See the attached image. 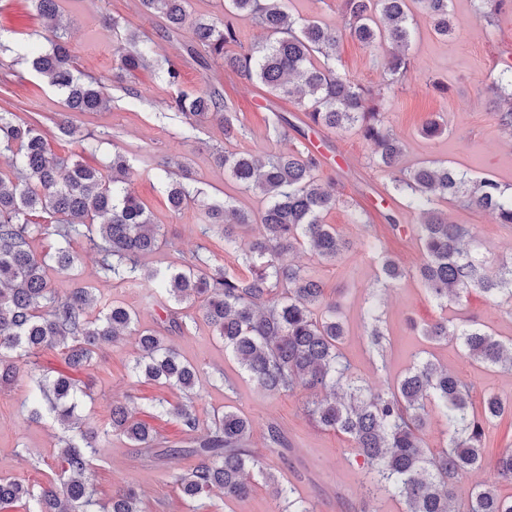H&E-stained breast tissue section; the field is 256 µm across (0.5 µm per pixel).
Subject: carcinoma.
Instances as JSON below:
<instances>
[{"label":"carcinoma","mask_w":512,"mask_h":512,"mask_svg":"<svg viewBox=\"0 0 512 512\" xmlns=\"http://www.w3.org/2000/svg\"><path fill=\"white\" fill-rule=\"evenodd\" d=\"M39 16L51 21L48 47L31 46L21 58L49 79L71 112H99L108 107L103 83L83 82L75 74L74 56L66 32L57 24L58 0H31ZM291 0H224V18L189 23V0H139L143 11L166 22L169 38L191 25L195 42L224 67L264 85L274 95L293 98L308 126L336 132L355 131L373 146V163L391 175L392 188L420 212L413 232L423 251L415 275L441 306L458 304L479 291L495 304L512 301V268L492 270L475 250L463 224H450L436 208L441 199L487 212L497 224H512V192L491 177L472 180L444 163L427 161L402 167L404 145L393 135L381 91L357 84L339 67L342 33L319 20H298L289 11ZM409 0H338L348 18V35L367 47L387 53L386 68L393 80L411 68L412 17ZM440 36L451 31L449 0H417ZM249 17L266 33L264 40L236 51L235 21ZM120 57L115 78L150 65L154 47L135 32L117 40ZM168 108L195 123L218 121L225 143L235 139L242 122L232 111L224 90L206 83L195 95L179 94ZM0 150L8 153L0 168V387L14 382L22 368L36 365L45 348H58L72 368L93 365L99 345L116 346L136 335L137 356L130 373L186 395L193 392L198 368L166 343L165 332L181 329L182 307L196 308L214 335L224 343L250 380L263 392L304 390L315 394L307 413L326 429L349 437L374 482L400 498L405 512H460L454 500L456 480L485 467L494 480L477 484L465 512H512V496L499 492L512 484V448L489 459L486 429L512 412V401L496 394L484 399L483 411H472L470 385L460 377L420 358L395 384L378 392L357 384L341 351L346 330L337 302L326 297L322 284L300 265L283 256L308 251L333 262L348 249L336 228L324 221L336 207V192L319 183V158L303 150L275 154L241 153L228 147L215 160L241 188L264 201L257 212L230 202L205 204L202 233L218 231L224 249L240 254L251 276L241 278L194 255L181 266L142 269L140 258L171 245L163 225L153 223L130 187V164L119 153L102 170L82 161L60 157L48 147L36 122H19L0 110ZM166 178L170 208L179 211L198 200L199 190L184 182V165L172 160L156 163ZM47 215L44 223L32 214ZM253 231L240 241L239 230ZM57 237L51 252L38 253L32 242ZM85 238L101 255L106 276L133 282L165 310V327L140 329L137 313L114 299L103 301L98 289L78 280L80 255L70 248ZM385 286L405 276V270L385 251L377 254ZM66 272L75 287L61 297L52 288L54 273ZM102 305L99 315L88 310ZM432 342L452 341L463 355L489 368L512 371V338L503 339L473 325L439 319L421 328ZM371 348L382 351L385 333L377 317L367 328ZM87 397L81 382L62 374L43 377L27 404L31 419L52 416L62 430L57 458L60 486L25 484L0 476V509L24 506L28 512H88L93 505L90 462L100 437L114 432L130 446L155 457H197L193 466L169 473L182 498L195 504L193 512L220 495L226 500L249 496L250 472L258 458L245 448L251 423L242 413L226 410L213 417L205 437L196 433L200 419L192 404L158 400L161 410L179 420L194 447L158 449L155 430L138 419L125 403H114L109 428L100 429L78 413ZM445 418L448 442L425 447L423 430L430 408ZM281 512H314L295 496L294 489L275 487ZM133 487L112 493L104 512H144Z\"/></svg>","instance_id":"cac0c4a2"}]
</instances>
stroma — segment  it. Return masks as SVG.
Listing matches in <instances>:
<instances>
[{"label":"stroma","instance_id":"1","mask_svg":"<svg viewBox=\"0 0 512 512\" xmlns=\"http://www.w3.org/2000/svg\"><path fill=\"white\" fill-rule=\"evenodd\" d=\"M60 12L75 50V61L83 77L106 81L111 102L100 112L69 111L60 95L45 79L20 61L21 45L39 42L43 21L31 0H0V107L10 108L23 121H39L51 151L60 156L82 154L79 137L98 140L96 153L85 155L90 166L104 168L113 154L127 157L133 171L131 187L147 206L155 223L161 224L171 241L170 248L145 255L147 267L180 264L199 253L210 264L226 267L240 277L249 270L236 254L225 252L220 233L202 234L204 216L196 205L172 211L167 202L166 183L154 169V160L170 158L184 163L197 179V186L212 200L233 198L246 211L260 208L258 196L242 191L225 175L214 159L224 145V131L215 122L199 126L185 137V119L168 110L177 92L192 93L204 82L220 80L229 105L242 119L245 130L232 144L245 153H276L286 148H306L311 138L320 142L321 183L333 185L341 202L325 217L348 241L349 248L333 263L318 261L310 254H288L290 262L304 266L322 282L327 296L342 304L347 336L343 353L362 384L381 389L401 378L421 351L456 372L472 385L471 404L481 411L483 398L494 393L512 396V371L486 370L465 359L452 343L428 342L419 329L447 317L472 320L492 329L502 338L512 337V306H499L477 293L463 305L439 306L413 273L422 258L419 243L411 232L419 216L397 195L386 172L373 166V148L356 133L314 132L298 105L270 94L261 84L226 70L219 59L199 64L190 58V29L174 37L161 36L163 20L147 15L138 0H59ZM480 0H451L452 30L437 36L419 4H412L415 33L411 46L412 68L407 78L390 82L380 52L350 37L339 47L340 64L356 83L381 89L395 136L405 145L404 166L430 158L448 161L468 172L471 178L492 177L512 185V135L498 124L495 113L505 105L492 90L503 61L512 62V8L501 11L493 21L480 19ZM119 20L122 27L139 31L142 39L155 44L154 64L135 75L113 79L119 66L115 43L102 27V18ZM175 65L181 73L179 85L168 84L165 71ZM293 124L287 140L274 132L278 116ZM438 121L441 133L426 135L424 126ZM449 223L469 225L479 245L494 266L512 264V224L495 223L485 212L451 200L437 204ZM363 213L364 221L352 223V213ZM395 213L399 229L384 220ZM71 247L83 256L81 279L98 288L108 299H118L137 311L141 325L151 326L166 314L143 289L112 281L104 275L98 256L85 240H72ZM385 248L404 268L406 275L392 286H382L373 259L376 248ZM379 315L386 333L384 355L372 352L364 335L371 315ZM178 351L199 370L194 405L199 418L209 421L225 407L241 409L252 422L249 448L256 454L264 475L252 478L253 491L244 500L213 499L204 512H278L274 484L293 486L315 512H404L402 501L392 495L371 493L363 459L350 439L318 426L306 412L307 393L269 395L260 391L236 360L225 355L223 345L204 321L188 332L170 333ZM135 339L127 337L118 346L104 345L96 363L77 374L92 400L82 414L98 427L109 422L113 402L132 400L169 445L186 447L187 438L174 416L150 414L157 399L184 401L145 379L131 378L128 363L135 354ZM31 380L20 373L11 389L0 390V475L44 485L56 479L57 435L51 419L32 422L26 411ZM277 424L284 443L268 445L267 427ZM194 457L136 458L125 437L103 438L91 460L98 504H107L115 490L131 486L143 500L144 512H189L186 502L167 473L171 468L193 465Z\"/></svg>","mask_w":512,"mask_h":512}]
</instances>
